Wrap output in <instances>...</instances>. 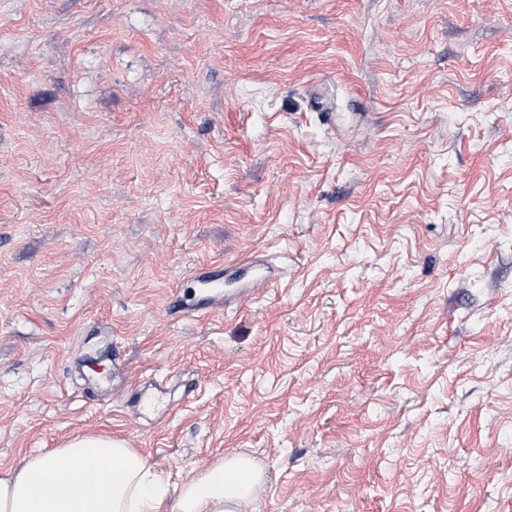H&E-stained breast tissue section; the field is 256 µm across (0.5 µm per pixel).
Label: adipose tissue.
Masks as SVG:
<instances>
[{"label":"adipose tissue","instance_id":"obj_1","mask_svg":"<svg viewBox=\"0 0 512 512\" xmlns=\"http://www.w3.org/2000/svg\"><path fill=\"white\" fill-rule=\"evenodd\" d=\"M266 491L254 457L232 453L174 492L172 512H248ZM168 486L123 439L81 435L0 470V512H160Z\"/></svg>","mask_w":512,"mask_h":512}]
</instances>
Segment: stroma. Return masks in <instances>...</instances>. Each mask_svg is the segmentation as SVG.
<instances>
[{"label":"stroma","mask_w":512,"mask_h":512,"mask_svg":"<svg viewBox=\"0 0 512 512\" xmlns=\"http://www.w3.org/2000/svg\"><path fill=\"white\" fill-rule=\"evenodd\" d=\"M92 433L512 512V0H0V468Z\"/></svg>","instance_id":"obj_1"}]
</instances>
